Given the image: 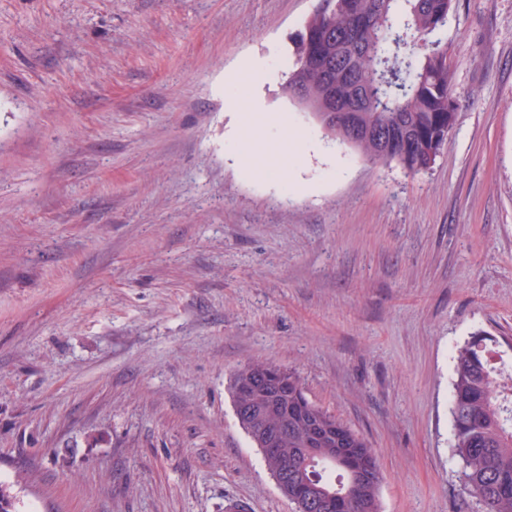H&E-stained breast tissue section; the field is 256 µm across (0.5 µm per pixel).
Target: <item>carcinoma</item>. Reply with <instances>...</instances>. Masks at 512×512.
<instances>
[{"label": "carcinoma", "instance_id": "1", "mask_svg": "<svg viewBox=\"0 0 512 512\" xmlns=\"http://www.w3.org/2000/svg\"><path fill=\"white\" fill-rule=\"evenodd\" d=\"M452 0H319L299 33L285 91L323 129L373 163L419 173L434 164L455 120L448 46ZM478 331L457 347L453 450L463 490L485 512H512V371ZM236 417L288 499L311 512H379L378 460L357 433L310 402L300 377L267 361L237 371ZM323 449V459L308 449Z\"/></svg>", "mask_w": 512, "mask_h": 512}]
</instances>
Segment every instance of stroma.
<instances>
[{"mask_svg":"<svg viewBox=\"0 0 512 512\" xmlns=\"http://www.w3.org/2000/svg\"><path fill=\"white\" fill-rule=\"evenodd\" d=\"M318 0H0V484L17 512H296L241 428L253 360L360 435L380 512H482L453 355L512 358V0H453L456 119L373 164L288 96ZM308 145L230 159L224 74Z\"/></svg>","mask_w":512,"mask_h":512,"instance_id":"obj_1","label":"stroma"}]
</instances>
